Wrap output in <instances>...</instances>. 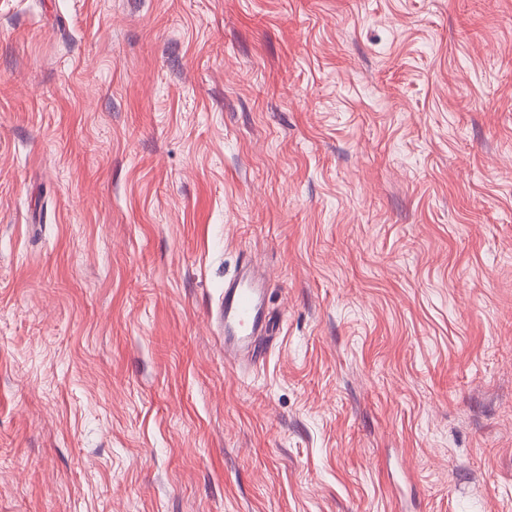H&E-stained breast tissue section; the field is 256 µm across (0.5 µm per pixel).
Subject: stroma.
Segmentation results:
<instances>
[{"mask_svg":"<svg viewBox=\"0 0 512 512\" xmlns=\"http://www.w3.org/2000/svg\"><path fill=\"white\" fill-rule=\"evenodd\" d=\"M0 512H512V0H0ZM251 260L242 256L237 275L224 284L218 319L224 334L225 359L246 352L260 357L257 341L273 336L274 323L265 305L263 288L251 274Z\"/></svg>","mask_w":512,"mask_h":512,"instance_id":"stroma-1","label":"stroma"}]
</instances>
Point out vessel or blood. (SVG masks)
Wrapping results in <instances>:
<instances>
[{"mask_svg": "<svg viewBox=\"0 0 512 512\" xmlns=\"http://www.w3.org/2000/svg\"><path fill=\"white\" fill-rule=\"evenodd\" d=\"M218 319L224 334L225 356L245 352L259 357L257 341L272 335L274 324L263 290L251 273L250 258H242L237 275L225 284Z\"/></svg>", "mask_w": 512, "mask_h": 512, "instance_id": "b4317fda", "label": "vessel or blood"}]
</instances>
